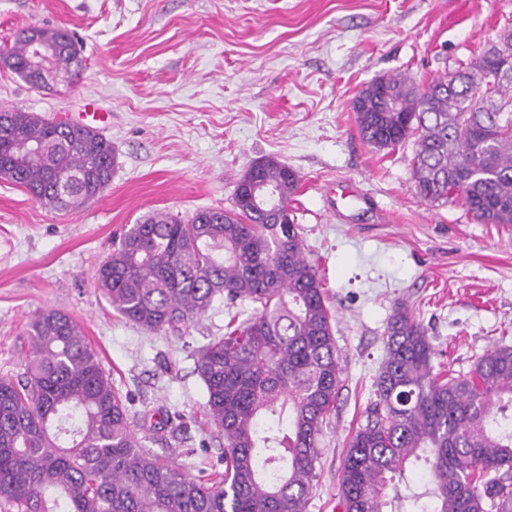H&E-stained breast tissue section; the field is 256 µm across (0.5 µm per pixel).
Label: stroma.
I'll return each mask as SVG.
<instances>
[{"mask_svg":"<svg viewBox=\"0 0 512 512\" xmlns=\"http://www.w3.org/2000/svg\"><path fill=\"white\" fill-rule=\"evenodd\" d=\"M67 30L85 68L30 87L0 66V107L50 118L85 101L111 113L118 164L104 194L56 211L0 179V376L23 378L25 335L52 307L76 320L136 418L139 440L201 481L224 453L196 352L250 303L222 302L177 331L117 315L93 274L131 224L233 205L237 178L277 157L301 181L288 204L334 316L341 384L305 512H341L349 435L365 421L385 329L406 306L435 365L458 376L512 346V224H480L462 200L417 195L413 143L377 150L352 99L371 79L425 85L512 29V0H0V43L24 26Z\"/></svg>","mask_w":512,"mask_h":512,"instance_id":"obj_1","label":"stroma"}]
</instances>
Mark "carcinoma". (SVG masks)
I'll return each mask as SVG.
<instances>
[{"instance_id": "cac0c4a2", "label": "carcinoma", "mask_w": 512, "mask_h": 512, "mask_svg": "<svg viewBox=\"0 0 512 512\" xmlns=\"http://www.w3.org/2000/svg\"><path fill=\"white\" fill-rule=\"evenodd\" d=\"M51 48L47 78L28 67L33 40ZM0 62L36 88L83 69L71 35L21 27ZM420 88L369 81L352 101L363 139L393 150L413 137L412 176L430 203L462 199L481 224H512V30L457 70ZM116 155L97 130L0 108V178L41 205L70 211L99 198ZM257 182L286 209L296 171L273 156L238 178L230 209L182 221L156 211L123 231L94 281L112 309L161 333L213 303L247 301L197 353L205 407L224 439V472L208 484L168 465L135 435L127 398L67 313L28 324L24 379L0 377V506L9 512H305L335 409L341 369L323 279L297 224L246 200ZM366 424L349 437L342 512L404 510L395 478L422 462L431 512H512V346L494 345L468 374L435 371L437 350L407 307H396Z\"/></svg>"}]
</instances>
